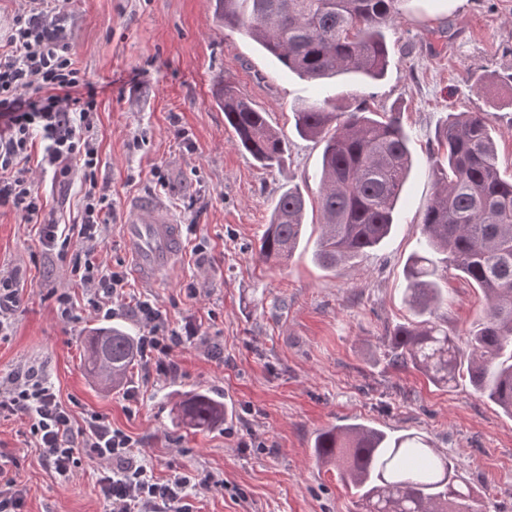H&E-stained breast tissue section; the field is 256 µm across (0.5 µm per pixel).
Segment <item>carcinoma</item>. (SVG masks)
<instances>
[{
  "label": "carcinoma",
  "instance_id": "carcinoma-1",
  "mask_svg": "<svg viewBox=\"0 0 512 512\" xmlns=\"http://www.w3.org/2000/svg\"><path fill=\"white\" fill-rule=\"evenodd\" d=\"M404 0H214L224 27L252 39L285 69L322 81L344 73L381 77L390 63L384 29ZM219 103L236 145L264 168L280 164L283 135L232 82ZM295 129L323 144L317 207L321 234L315 258L337 270L380 246L413 167L408 134L395 112L366 102L338 112L321 102L293 107ZM431 168L435 191L420 220L423 248L408 260L405 296L415 320L384 337L396 369L413 368L446 386L464 374L474 391L512 417V177L498 165L484 112L449 115L438 133ZM307 202L297 188L275 201L259 238L265 261L292 257L305 231ZM464 274L485 297L483 316L465 337L448 335L439 314L448 269ZM137 357V340L120 325L95 328L85 344L87 373L101 388L122 386ZM181 421L197 429L224 422L211 391L185 396ZM322 463L336 466L360 512H487L485 493L452 461L414 433L389 435L361 423L331 426L314 439Z\"/></svg>",
  "mask_w": 512,
  "mask_h": 512
}]
</instances>
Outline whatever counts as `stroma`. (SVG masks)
<instances>
[{
    "instance_id": "35a3bbf8",
    "label": "stroma",
    "mask_w": 512,
    "mask_h": 512,
    "mask_svg": "<svg viewBox=\"0 0 512 512\" xmlns=\"http://www.w3.org/2000/svg\"><path fill=\"white\" fill-rule=\"evenodd\" d=\"M78 68L96 91L93 138L97 179L109 185L112 217L99 257L129 271L122 240L125 205L160 196L183 228L179 266L156 285L128 279L112 314L69 274L71 262L46 250L39 227L0 210V272H16L19 306L0 330V380L39 367L76 418L107 416L137 439L154 475L183 467L221 479L199 490L197 512H358L335 469L322 466L313 440L322 429L363 422L419 433L489 496V512H512V417L474 392L467 378L433 385L414 369L388 363L383 336L413 314L404 299V265L421 248L419 220L434 192L430 150L452 112L487 113L504 172L512 171V0H406L385 29L390 64L380 80L343 75L320 85L289 73L245 35L224 28L212 0H66ZM226 79L263 112L287 142L280 165L257 166L239 151L215 97ZM332 99L400 112L413 171L393 234L344 269L313 259L319 234L307 224L287 263L266 262L258 240L280 194L316 198L323 145L302 138L292 107ZM58 223H74L86 186L35 170ZM69 290L75 316L60 317L52 289ZM442 324L461 334L485 300L459 272L448 273ZM154 301L170 327L201 324L223 358L195 346L178 350L184 373L144 378L138 402L125 388L101 389L83 367L90 328L120 323L142 333L137 299ZM217 391L231 414L222 427L196 431L177 422V403ZM0 454L25 491V512H105L85 462L62 478L47 469L28 427L0 414Z\"/></svg>"
}]
</instances>
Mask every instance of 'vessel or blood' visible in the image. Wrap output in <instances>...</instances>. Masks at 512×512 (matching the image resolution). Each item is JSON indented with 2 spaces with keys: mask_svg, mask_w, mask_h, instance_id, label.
Here are the masks:
<instances>
[{
  "mask_svg": "<svg viewBox=\"0 0 512 512\" xmlns=\"http://www.w3.org/2000/svg\"><path fill=\"white\" fill-rule=\"evenodd\" d=\"M122 235L132 275L141 283H155L160 273L177 261L183 248L181 224L156 196L129 200Z\"/></svg>",
  "mask_w": 512,
  "mask_h": 512,
  "instance_id": "b4317fda",
  "label": "vessel or blood"
}]
</instances>
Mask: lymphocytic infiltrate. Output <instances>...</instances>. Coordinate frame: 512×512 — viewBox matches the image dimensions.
<instances>
[{
  "label": "lymphocytic infiltrate",
  "instance_id": "1",
  "mask_svg": "<svg viewBox=\"0 0 512 512\" xmlns=\"http://www.w3.org/2000/svg\"><path fill=\"white\" fill-rule=\"evenodd\" d=\"M47 2L28 0V8L14 17L0 44V208L15 211L24 223L41 225V242L47 247L76 245L73 274L89 288L96 307H109L123 303L127 278L97 257L112 213L108 184L85 194L79 219L67 225L46 213L42 194L30 178L36 132L45 143L40 165L58 176L77 171L91 178L99 164L91 136L96 93L75 64L60 10ZM134 311L143 325L138 351L145 377L181 376L182 364L174 352L201 342L200 325L169 327L147 298L137 301ZM0 412L26 420L44 464L62 477L85 460L109 463L99 486L111 512H195L192 491L214 481L188 470L157 478L137 440L98 414L76 420L32 366L14 374L10 389L0 396Z\"/></svg>",
  "mask_w": 512,
  "mask_h": 512
}]
</instances>
